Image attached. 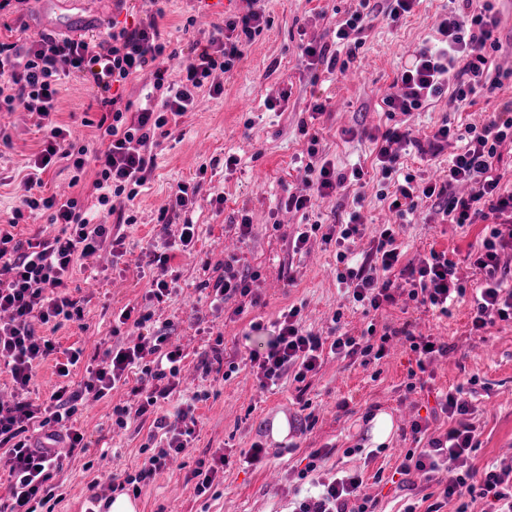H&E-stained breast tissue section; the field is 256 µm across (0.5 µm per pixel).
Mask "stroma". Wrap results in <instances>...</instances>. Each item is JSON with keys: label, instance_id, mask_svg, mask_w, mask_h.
<instances>
[{"label": "stroma", "instance_id": "1", "mask_svg": "<svg viewBox=\"0 0 512 512\" xmlns=\"http://www.w3.org/2000/svg\"><path fill=\"white\" fill-rule=\"evenodd\" d=\"M216 8L212 0H167L159 25L178 56L187 55L195 40L207 37L212 26L239 12L242 0H223ZM273 24L245 49L232 74L214 73L223 84L219 96L201 92L199 105L188 112L170 136L161 138L156 150V169L147 188L135 198V223L118 228L124 238L122 256L103 249L87 257L84 269L76 270L69 284L73 296L83 301L79 322L38 325L39 335L52 339L59 350L82 347L86 352L112 343V315L124 307L151 312L145 326L154 332L171 323V336L188 358L182 369L181 398H195L198 424L192 448L183 461L175 462L143 487L139 512H285L299 485L297 472L312 451L325 448L323 473L339 470L361 472L365 491L378 500V512H401L410 498H420L424 483L407 487L390 483L400 453L411 447L405 429L415 417L428 416L436 391L462 388L476 408L474 423L480 448L471 460L477 470L512 457V325L500 324L483 336L469 331V302L461 300L448 314L416 306L405 288H397L398 303L371 317L353 307L336 281V249L318 242L307 251L294 252L292 239L300 222L298 214L278 208L287 193H309V176L298 156L305 148L299 130L302 119H310L313 101L328 102V111L310 120V131L318 132L324 154L337 167L354 161L371 164L374 144L370 131L384 128L387 119L379 103L391 89L398 69L431 32L438 17L448 10V0H418L412 14L399 22L375 20L367 30L355 70L328 73L308 69L300 51L306 42L331 40L337 18L354 10L355 0H264ZM131 0H20L16 8L0 14V40L13 42L24 33L54 31L71 35H99L112 22L128 20ZM96 91L76 77L64 79L58 95L57 118L70 126L83 142L100 143L96 128L81 119L95 102ZM279 99L275 110L266 103ZM512 99V80L493 100L477 99L459 110L440 99L421 113L413 125L418 140H425L442 122L482 124L498 103ZM12 136V144L0 149V221L8 220L17 203L19 185L30 171L41 149L42 134L34 114L16 109L0 112V125ZM356 129L354 138L342 132ZM238 160L234 170H225L222 160ZM198 180L192 207L172 215L162 226V210L171 208L178 183ZM223 195L222 209L212 200ZM246 212L252 232L245 243L224 226L226 215ZM198 228L193 249L176 252L171 273L175 291L162 302L149 300L148 283L159 276L146 264L144 250L161 232L177 239L184 220ZM483 225L462 228L442 223L440 216L417 213L403 224L400 238L409 255L429 250L447 252L464 262L483 236ZM238 258L241 265L259 270L252 293L243 298L241 314L211 308L212 285L224 273V262ZM295 283H288V276ZM303 305L307 329L328 334L332 316L343 311L342 331L360 335L369 324L393 326L412 321L414 329L447 341V355L432 361L431 391L406 393L408 371L415 356L408 348L390 349L387 357L363 366L327 358L311 379L305 394L291 383L273 389L259 388L248 360L250 352L264 351L275 331L280 312L288 305ZM224 338V355L239 365L231 378L205 372L203 359L210 357L216 336ZM312 404L316 422L301 430L303 413L299 397ZM130 387L122 386L101 400L87 399L78 416L87 448L67 458L54 480L58 498L53 512H85L91 499H106L115 486L113 477L134 472L143 460L142 448L149 442L151 420L140 418L118 429L112 425L117 405L136 406ZM385 413L392 432L381 445L375 444L369 418ZM288 422L283 441L272 436L276 420ZM262 443L266 456L261 464L245 468L242 452ZM224 455L229 463L219 477L216 496H196L187 482L199 460ZM386 480L375 483L376 472Z\"/></svg>", "mask_w": 512, "mask_h": 512}]
</instances>
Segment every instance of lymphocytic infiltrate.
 <instances>
[{
    "instance_id": "f902f5d3",
    "label": "lymphocytic infiltrate",
    "mask_w": 512,
    "mask_h": 512,
    "mask_svg": "<svg viewBox=\"0 0 512 512\" xmlns=\"http://www.w3.org/2000/svg\"><path fill=\"white\" fill-rule=\"evenodd\" d=\"M147 2L153 8L149 21L112 25L96 39L41 32L21 42H0V108L20 107L36 114L43 133V148L23 182L20 205L8 223L0 225V367L8 370L15 385L12 404L0 403V447L12 459L10 496L0 503V512H40L48 506L56 496L55 471L62 468L69 453L86 446L77 425L84 397L103 398L117 385L128 383L130 374L138 376L132 389L138 402L133 408L114 407L115 424L122 429L131 417L148 415L159 436L157 451L147 454L136 474L125 479L133 494H141L143 487L184 453L195 432L194 405L178 408L172 415L160 410L178 391L184 350L166 330L141 334L151 316L133 315L128 308L114 318L116 343L88 359L82 381H67L72 367L84 359L82 349L74 348L57 365L65 382L52 393L49 404L42 407L26 397L36 367L57 352L55 342L38 334L36 323L58 317L81 320L82 303L69 292L78 262L105 247L115 252L121 249L123 239L113 234L105 206L115 198L134 201L156 167V132L178 125L186 112L195 109L202 89L222 94L212 74L231 73L243 56L245 43L271 23L262 0H245V12L225 18L206 41L195 42L178 75L173 76L156 65L168 47L157 23L165 9L160 0ZM415 4L416 0H358L357 8L337 24L332 43L303 44L301 55L309 67L346 71L356 61L373 18L381 15L396 22L410 14ZM500 24L501 12L493 0H450L432 37L399 70V92L383 97L389 124L373 136L372 174L382 187L381 200L398 221L376 229L361 259H352L351 246L365 231L362 189L369 173L359 163L337 168L323 156L318 135L307 138L305 169L315 193H291L278 205L306 219L294 235L295 251L317 239L335 243L336 280L364 312L395 305L394 281L399 278L416 306L443 315L454 301L471 297L472 333H486L499 322L512 323V285L500 267L501 251L512 249V174L502 165L504 155L512 154V100L491 112L482 125L460 129L445 122L436 128L431 149H443L452 141L459 144L448 161L447 173L427 180L406 170L402 161L403 150L414 143L408 124L413 113L443 97L449 106L459 108L473 104L476 96L491 98L502 89L508 75L494 63L501 45L493 38ZM145 71L152 74L151 90L136 102L124 98L126 85ZM71 75L97 89L100 116L83 118L82 123L100 131L101 147L76 145L56 119L59 82ZM60 161L79 175L94 167L93 200L42 193L43 174ZM460 185L469 187L468 196H457L455 189ZM347 192L352 195V210L346 222L326 224L314 218L315 198ZM425 204L451 224L487 222L471 263L480 276L474 292H467L459 265L447 252L432 250L411 256L404 249L399 222ZM28 213L46 216L49 223L60 225V232L38 236L29 244L17 241L12 229ZM301 312L296 304L284 309L265 353H251L260 388L288 378L297 383L298 393H305L325 354L365 366L382 359L387 344L395 338L408 345L422 372L428 362L448 353L447 343L415 335L408 321L381 330L371 325L357 336L334 331L322 336L305 328ZM437 408L448 419L447 430L437 435L431 432L428 419L413 420L414 446L406 451L398 474L416 475L436 487L439 499L426 512H440L450 501L457 504L455 512H469L478 501L488 505L489 512H512V464H493L480 475L469 464L479 441L472 422L475 408L462 389L439 394ZM48 424L53 427L49 433L44 430ZM327 454L324 448L309 454L299 478L318 486L319 491L296 497L291 512H376L378 502L364 493L359 474L345 471L326 481L319 477V463Z\"/></svg>"
}]
</instances>
